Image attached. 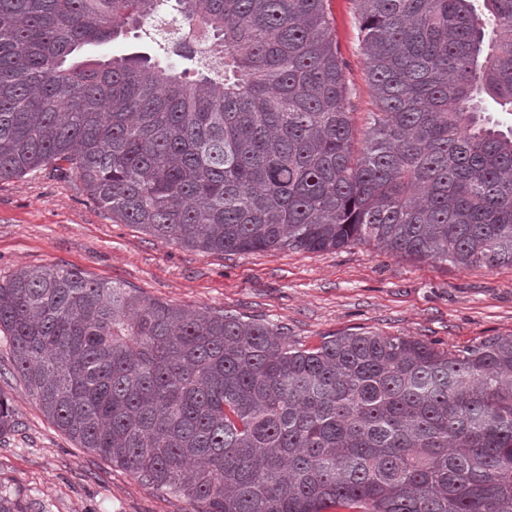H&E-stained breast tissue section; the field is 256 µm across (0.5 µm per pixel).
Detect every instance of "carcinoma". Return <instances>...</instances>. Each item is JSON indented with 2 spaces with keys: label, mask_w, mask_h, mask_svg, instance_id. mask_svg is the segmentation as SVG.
I'll return each instance as SVG.
<instances>
[{
  "label": "carcinoma",
  "mask_w": 512,
  "mask_h": 512,
  "mask_svg": "<svg viewBox=\"0 0 512 512\" xmlns=\"http://www.w3.org/2000/svg\"><path fill=\"white\" fill-rule=\"evenodd\" d=\"M327 2L0 0V180L51 167L202 252L512 264V127L479 107L512 115V0H353L360 149ZM172 9L174 56L68 63L130 26L161 45L144 24ZM0 331L60 431L195 512H512V335L300 348L59 266L0 284Z\"/></svg>",
  "instance_id": "carcinoma-1"
}]
</instances>
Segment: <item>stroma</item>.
I'll return each instance as SVG.
<instances>
[{
    "mask_svg": "<svg viewBox=\"0 0 512 512\" xmlns=\"http://www.w3.org/2000/svg\"><path fill=\"white\" fill-rule=\"evenodd\" d=\"M363 136L374 109L352 0H329ZM55 265L184 309L224 310L284 328L314 347L338 332L411 336L456 349L512 334V266L460 268L395 256L374 245L339 251L203 253L113 222L78 182L53 169L0 181V280L23 266ZM0 396L18 427L0 436V493L18 512H193L80 448L42 413L0 341Z\"/></svg>",
    "mask_w": 512,
    "mask_h": 512,
    "instance_id": "1",
    "label": "stroma"
}]
</instances>
